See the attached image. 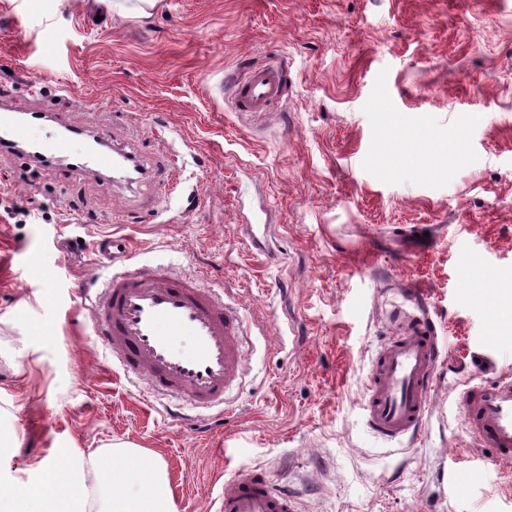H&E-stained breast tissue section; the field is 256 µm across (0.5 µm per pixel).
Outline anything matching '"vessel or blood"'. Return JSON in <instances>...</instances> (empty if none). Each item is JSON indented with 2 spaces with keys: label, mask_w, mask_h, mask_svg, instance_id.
<instances>
[{
  "label": "vessel or blood",
  "mask_w": 512,
  "mask_h": 512,
  "mask_svg": "<svg viewBox=\"0 0 512 512\" xmlns=\"http://www.w3.org/2000/svg\"><path fill=\"white\" fill-rule=\"evenodd\" d=\"M283 89L274 66L248 70L235 85L242 112H265ZM123 150L107 147L84 155L90 170L117 172ZM100 252L121 264L89 295L100 343L124 374L150 395L192 409L231 411V392L244 381L249 327L223 293L201 287L199 272L130 265V242L108 235ZM445 358L432 319L411 316L403 335L393 337L374 360L360 398L365 424L377 438L417 440L428 420L436 374ZM465 421L479 447L512 461V374L493 384L464 389ZM219 512H297L296 496L255 465L234 469Z\"/></svg>",
  "instance_id": "b4317fda"
}]
</instances>
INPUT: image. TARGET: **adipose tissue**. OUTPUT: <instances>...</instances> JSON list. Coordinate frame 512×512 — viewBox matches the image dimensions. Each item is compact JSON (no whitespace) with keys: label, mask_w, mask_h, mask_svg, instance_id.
<instances>
[{"label":"adipose tissue","mask_w":512,"mask_h":512,"mask_svg":"<svg viewBox=\"0 0 512 512\" xmlns=\"http://www.w3.org/2000/svg\"><path fill=\"white\" fill-rule=\"evenodd\" d=\"M38 489L0 486V512H173L172 494L157 459L131 444L72 457L64 468L47 460Z\"/></svg>","instance_id":"obj_1"}]
</instances>
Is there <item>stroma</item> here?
I'll return each instance as SVG.
<instances>
[{
    "label": "stroma",
    "instance_id": "35a3bbf8",
    "mask_svg": "<svg viewBox=\"0 0 512 512\" xmlns=\"http://www.w3.org/2000/svg\"><path fill=\"white\" fill-rule=\"evenodd\" d=\"M136 2L0 0V104L25 110L42 78L44 145L76 127L145 171L0 149V484L127 442L165 465L175 512H217L241 464L300 512H512V463L458 401L512 373V320L461 295L483 269L512 290V0ZM264 64L281 101L237 111L236 78ZM169 164L164 188L148 171ZM113 232L138 266L234 290L257 332L232 414L184 424L97 343L81 293L111 275L97 242ZM411 283L446 359L424 432L385 442L359 402L417 311Z\"/></svg>",
    "mask_w": 512,
    "mask_h": 512
}]
</instances>
